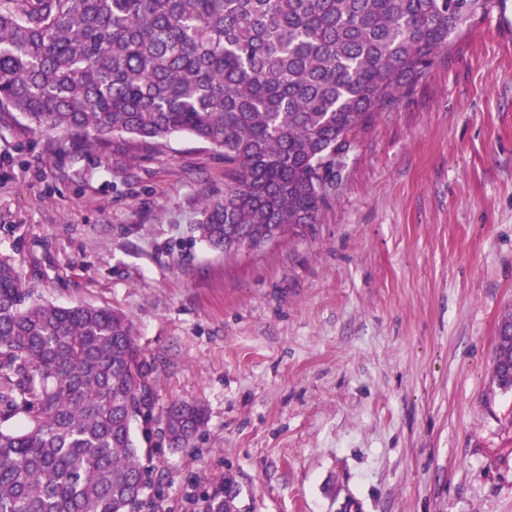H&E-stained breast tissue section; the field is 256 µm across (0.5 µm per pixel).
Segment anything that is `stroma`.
Listing matches in <instances>:
<instances>
[{
  "label": "stroma",
  "instance_id": "obj_1",
  "mask_svg": "<svg viewBox=\"0 0 512 512\" xmlns=\"http://www.w3.org/2000/svg\"><path fill=\"white\" fill-rule=\"evenodd\" d=\"M317 224L224 257L193 231L224 159L188 135L75 151L0 121V257L35 296L118 309L159 443L136 512H512V0L350 135ZM493 375L498 386L504 390H512V344L495 345ZM205 414L199 407L176 402L171 404L159 428L160 438L169 446H179L187 443L204 425Z\"/></svg>",
  "mask_w": 512,
  "mask_h": 512
}]
</instances>
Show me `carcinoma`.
Instances as JSON below:
<instances>
[{"label":"carcinoma","mask_w":512,"mask_h":512,"mask_svg":"<svg viewBox=\"0 0 512 512\" xmlns=\"http://www.w3.org/2000/svg\"><path fill=\"white\" fill-rule=\"evenodd\" d=\"M500 0H0V118L106 152L187 134L224 157L193 225L227 256L318 221L349 136ZM493 375L512 390V344ZM151 411L131 319L34 302L0 258V512H133ZM171 404V446L204 425Z\"/></svg>","instance_id":"1"}]
</instances>
